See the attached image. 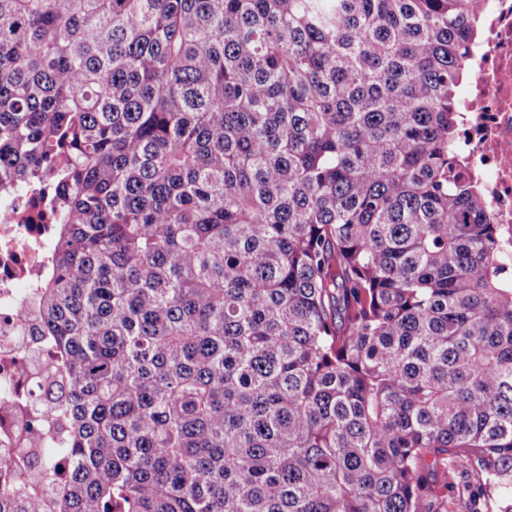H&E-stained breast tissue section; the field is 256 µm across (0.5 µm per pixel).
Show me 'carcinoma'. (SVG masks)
Returning a JSON list of instances; mask_svg holds the SVG:
<instances>
[{
	"label": "carcinoma",
	"instance_id": "cac0c4a2",
	"mask_svg": "<svg viewBox=\"0 0 512 512\" xmlns=\"http://www.w3.org/2000/svg\"><path fill=\"white\" fill-rule=\"evenodd\" d=\"M476 0H0V194L55 353L0 512H512V237L453 150Z\"/></svg>",
	"mask_w": 512,
	"mask_h": 512
}]
</instances>
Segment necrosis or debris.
<instances>
[{"mask_svg": "<svg viewBox=\"0 0 512 512\" xmlns=\"http://www.w3.org/2000/svg\"><path fill=\"white\" fill-rule=\"evenodd\" d=\"M486 36L463 95L456 149L480 180L493 223L512 235V0H482ZM51 212L33 192L0 198V445L17 427L15 410L43 393L25 371L30 342L19 317L45 260Z\"/></svg>", "mask_w": 512, "mask_h": 512, "instance_id": "1", "label": "necrosis or debris"}]
</instances>
